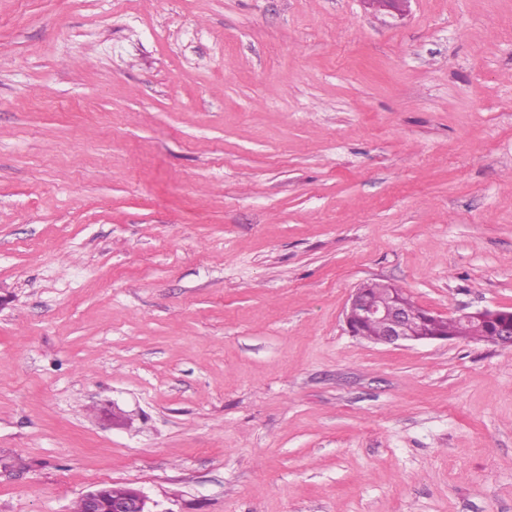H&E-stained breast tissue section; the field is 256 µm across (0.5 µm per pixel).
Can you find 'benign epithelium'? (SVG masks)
Segmentation results:
<instances>
[{"label": "benign epithelium", "mask_w": 512, "mask_h": 512, "mask_svg": "<svg viewBox=\"0 0 512 512\" xmlns=\"http://www.w3.org/2000/svg\"><path fill=\"white\" fill-rule=\"evenodd\" d=\"M346 324L354 336H364V326L379 322L385 331L370 338L381 345L399 346L405 342L454 339L448 334V323L463 320L479 326H493L495 345L512 349V311L501 309H477L458 315L441 316L421 307H408V299L387 296L372 290L369 282L356 288L348 299ZM85 512H151L148 498L140 491L129 488L119 496L107 497L103 489L89 491L83 495Z\"/></svg>", "instance_id": "obj_1"}]
</instances>
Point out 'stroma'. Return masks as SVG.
<instances>
[{"label": "stroma", "mask_w": 512, "mask_h": 512, "mask_svg": "<svg viewBox=\"0 0 512 512\" xmlns=\"http://www.w3.org/2000/svg\"><path fill=\"white\" fill-rule=\"evenodd\" d=\"M512 0H0V512H512ZM373 283L379 282L362 283L349 296L345 318L349 332L354 336H361L376 344L393 346H400L405 342L450 341L459 338L494 342L496 338V342L492 344L502 349H512L511 310L484 308L462 312L459 315L441 316L430 310L414 307L412 303H409V307L414 308H409L408 301L411 300L396 298L390 284L380 283L390 292L382 299V293L371 289ZM454 320L463 321L448 325ZM375 322L382 323L385 331L380 333L383 330L381 324L367 325ZM469 322L479 326L493 325L492 333L488 328H477ZM490 334L491 336H488ZM103 488L109 496H112V493L119 495L124 492L122 487ZM82 498L77 502L74 512H156L149 510L148 498L133 488L127 489L122 495L112 497H105L103 489L99 488L87 492Z\"/></svg>", "instance_id": "stroma-1"}]
</instances>
